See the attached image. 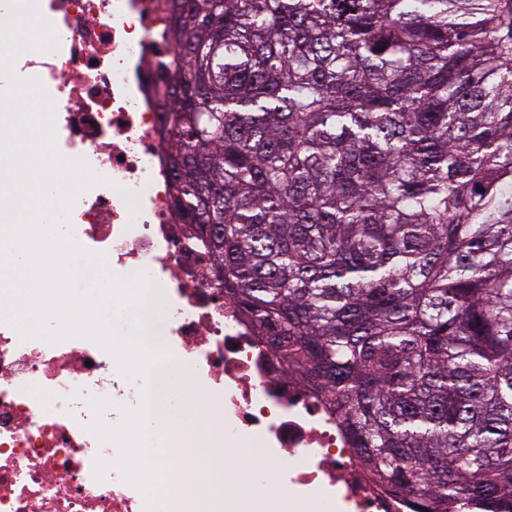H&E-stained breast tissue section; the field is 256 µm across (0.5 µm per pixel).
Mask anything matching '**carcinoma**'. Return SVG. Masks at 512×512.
<instances>
[{
  "label": "carcinoma",
  "mask_w": 512,
  "mask_h": 512,
  "mask_svg": "<svg viewBox=\"0 0 512 512\" xmlns=\"http://www.w3.org/2000/svg\"><path fill=\"white\" fill-rule=\"evenodd\" d=\"M177 209L411 512H512V0H172Z\"/></svg>",
  "instance_id": "obj_1"
}]
</instances>
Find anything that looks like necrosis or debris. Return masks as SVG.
I'll return each instance as SVG.
<instances>
[{
    "instance_id": "1",
    "label": "necrosis or debris",
    "mask_w": 512,
    "mask_h": 512,
    "mask_svg": "<svg viewBox=\"0 0 512 512\" xmlns=\"http://www.w3.org/2000/svg\"><path fill=\"white\" fill-rule=\"evenodd\" d=\"M169 0H38L56 28L54 53L21 54L56 105L59 150L84 158L104 184L82 193L69 222L76 241L120 276L146 273L166 299L151 346L189 369L205 424L167 433L160 483L143 465L138 420L151 394L97 342L22 340L0 321V512H162L159 484L178 483L181 512H405L367 478L335 418L283 359L258 343L231 300L212 288L209 260L182 233L170 191L158 60ZM137 194L130 216L123 191ZM264 459L257 473L213 483L201 450ZM289 471H282V462Z\"/></svg>"
}]
</instances>
